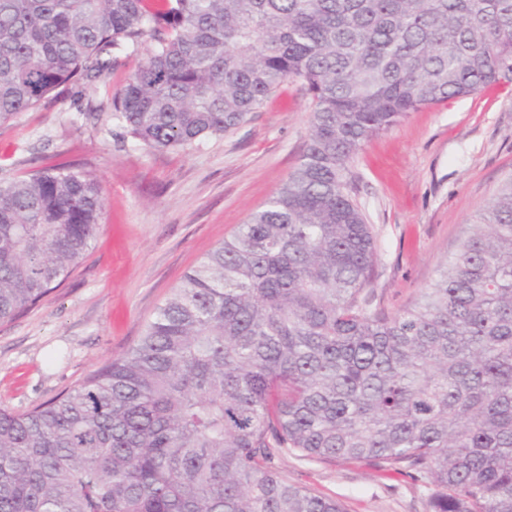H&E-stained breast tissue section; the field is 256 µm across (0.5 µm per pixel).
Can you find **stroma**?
<instances>
[{"label":"stroma","instance_id":"stroma-1","mask_svg":"<svg viewBox=\"0 0 512 512\" xmlns=\"http://www.w3.org/2000/svg\"><path fill=\"white\" fill-rule=\"evenodd\" d=\"M146 57L121 54L83 96L60 87L0 124V180L70 163L94 176L106 199L81 264L37 306L0 323V408L28 412L134 346L183 273L277 193L304 151L311 99L295 81L194 150L140 145L101 103ZM351 171V195L377 234L369 297L393 313L435 279L512 176V84L408 114L371 138ZM280 470L346 512H427L428 488L373 461L287 457Z\"/></svg>","mask_w":512,"mask_h":512}]
</instances>
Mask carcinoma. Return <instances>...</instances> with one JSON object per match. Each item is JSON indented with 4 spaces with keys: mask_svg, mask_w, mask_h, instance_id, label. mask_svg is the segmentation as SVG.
I'll return each instance as SVG.
<instances>
[{
    "mask_svg": "<svg viewBox=\"0 0 512 512\" xmlns=\"http://www.w3.org/2000/svg\"><path fill=\"white\" fill-rule=\"evenodd\" d=\"M144 44L111 97L144 146L230 132L290 79L311 133L135 346L0 409V512H345L281 475L289 455L409 470L429 512H512V176L392 314L367 297L377 239L350 195L373 136L512 80V0H0V123ZM104 210L67 166L0 181V322L65 280Z\"/></svg>",
    "mask_w": 512,
    "mask_h": 512,
    "instance_id": "carcinoma-1",
    "label": "carcinoma"
}]
</instances>
